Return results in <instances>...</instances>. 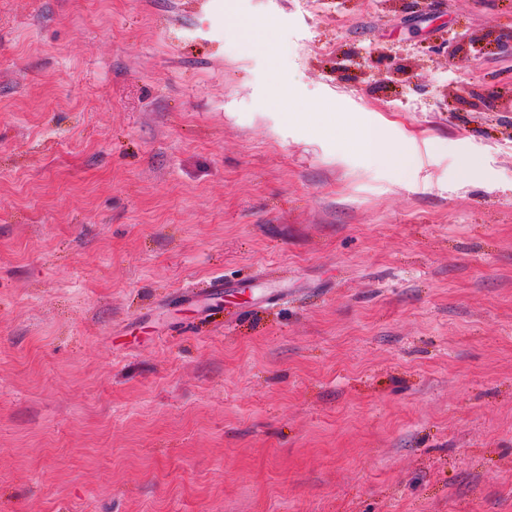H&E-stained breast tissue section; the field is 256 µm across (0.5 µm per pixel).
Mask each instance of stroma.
Segmentation results:
<instances>
[{
    "instance_id": "1",
    "label": "stroma",
    "mask_w": 512,
    "mask_h": 512,
    "mask_svg": "<svg viewBox=\"0 0 512 512\" xmlns=\"http://www.w3.org/2000/svg\"><path fill=\"white\" fill-rule=\"evenodd\" d=\"M0 512H512V0H0ZM347 128L359 146L381 162L391 163L402 157V150L387 147L376 129L357 123H351Z\"/></svg>"
}]
</instances>
